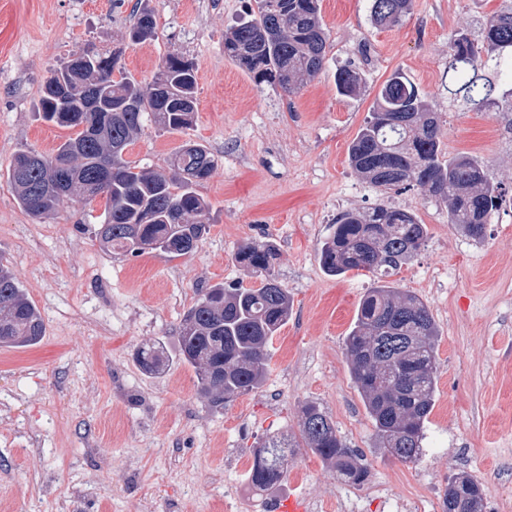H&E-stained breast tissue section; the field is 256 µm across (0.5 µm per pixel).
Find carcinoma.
Instances as JSON below:
<instances>
[{"label":"carcinoma","mask_w":512,"mask_h":512,"mask_svg":"<svg viewBox=\"0 0 512 512\" xmlns=\"http://www.w3.org/2000/svg\"><path fill=\"white\" fill-rule=\"evenodd\" d=\"M322 0H257V14L224 32V57L256 86L267 84L295 94L326 70L331 44L322 20ZM379 27L393 26L411 11L413 0H369ZM128 32L133 45L155 37L153 13L139 8ZM512 53V7L490 17L481 42L458 32L448 46V99L470 111L498 105L490 71L499 55ZM77 65L66 61L44 81L37 107L41 118L74 131L51 155L24 151L9 166L8 184L22 210L42 219L70 202L106 197L97 238L107 249L146 251L166 257L194 252L210 231L209 203L197 192L216 162L195 142L182 144L168 168L155 170L124 159L125 150L152 123L169 133L189 129L197 111L194 64L172 51L150 82L136 80L121 66L123 49L86 50ZM339 95L366 88L365 73L353 63L333 75ZM41 159L31 162V157ZM349 164L382 191L417 187L448 204V223L480 240L500 192L473 156L450 157L440 139L437 113L427 95L401 73L379 91L364 125L351 141ZM426 226L415 214L383 205L346 211L320 248V263L332 276L350 271L372 275L346 336L352 381L370 417L378 447L403 463L423 454L425 424L437 384L438 328L424 302L390 280L420 250ZM276 250L246 243L237 263L263 276L259 288L207 289L181 325L176 354L159 341L136 351L140 368L159 373L178 361L195 373L198 393L220 407L264 380L269 345L288 322L293 303L278 281ZM43 319L12 271L0 262V347L41 341ZM305 447L353 485L364 483L368 467L347 447L329 413L316 402L301 408ZM294 447L266 437L253 451L248 480L266 492L288 473ZM486 489L466 475L448 478L443 512H484Z\"/></svg>","instance_id":"carcinoma-1"}]
</instances>
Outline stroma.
I'll use <instances>...</instances> for the list:
<instances>
[{
  "label": "stroma",
  "mask_w": 512,
  "mask_h": 512,
  "mask_svg": "<svg viewBox=\"0 0 512 512\" xmlns=\"http://www.w3.org/2000/svg\"><path fill=\"white\" fill-rule=\"evenodd\" d=\"M135 0H0V260L40 312L36 345L0 348V512H271L294 494L307 512H343V482L309 449H295L288 475L256 494L247 479L257 442L299 434L304 402L320 403L370 470L357 486L360 512H388L389 496L426 494L442 503L451 474L487 490L485 512H512V65L496 73L499 104L469 112L450 102L445 66L457 30L480 39L512 0H413L398 25L379 27L369 0H322L330 34L327 72L299 93L256 86L224 56L227 27L256 0H146L155 38L125 46ZM124 47L122 66L151 81L179 51L196 66L191 129L146 126L127 160L164 166L185 141L208 147L217 166L200 187L210 233L189 256L114 254L96 237L105 197L34 219L16 202L7 168L16 153H51L68 130L36 117L51 69L86 49ZM354 62L368 88L337 94L332 73ZM427 93L449 155L481 160L501 200L476 243L448 222V207L417 189L383 192L348 163V146L394 71ZM380 204L426 224L424 247L396 276L439 330L435 405L422 459L381 453L352 382L345 338L373 281L327 274L318 251L341 212ZM248 242L273 245L275 273L293 297L274 338L262 385L208 406L192 368L145 373L143 343L176 349L179 328L203 292L259 287L235 260Z\"/></svg>",
  "instance_id": "35a3bbf8"
}]
</instances>
